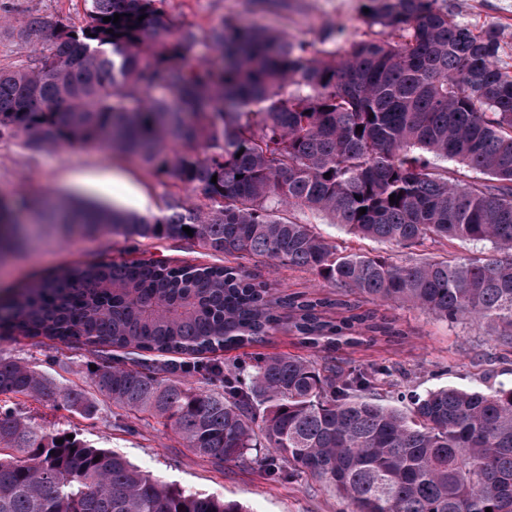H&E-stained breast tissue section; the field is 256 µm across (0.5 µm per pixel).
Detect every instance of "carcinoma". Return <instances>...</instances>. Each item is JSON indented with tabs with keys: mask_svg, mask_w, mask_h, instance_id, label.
Listing matches in <instances>:
<instances>
[{
	"mask_svg": "<svg viewBox=\"0 0 512 512\" xmlns=\"http://www.w3.org/2000/svg\"><path fill=\"white\" fill-rule=\"evenodd\" d=\"M84 2L79 26L51 30L38 16L20 25L24 40L43 35L46 45L28 66L0 69V135L36 150L136 154L205 203L172 194L149 219L51 195L0 198V262L25 245L17 213L37 209L67 235L187 241L308 270L333 292L272 293L241 263L87 262L13 290L0 301V332L167 357L154 369L103 358L91 384L217 463L263 448L328 483L350 512H512L511 388H438L402 410L378 396L387 370L332 357L402 335L378 310L389 304L484 327L512 352V73L500 65L499 30L456 21L448 0H362L380 37L351 40L330 25L323 42L335 49L318 50L223 18L207 32L221 57L214 67L190 56L195 34L165 0ZM116 13L119 23L103 21ZM154 88L173 98L147 95ZM450 162L481 178H454ZM294 207L422 257L340 250L292 220ZM455 241L487 242L491 253H425ZM285 310L288 331L325 352L322 362L271 354L247 373L215 359L221 390L185 382L190 361L264 341ZM53 395L43 375L0 356V512H241L8 407ZM61 400L80 415L96 410L78 387Z\"/></svg>",
	"mask_w": 512,
	"mask_h": 512,
	"instance_id": "carcinoma-1",
	"label": "carcinoma"
}]
</instances>
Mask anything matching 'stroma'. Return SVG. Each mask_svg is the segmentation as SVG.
I'll return each instance as SVG.
<instances>
[{"mask_svg":"<svg viewBox=\"0 0 512 512\" xmlns=\"http://www.w3.org/2000/svg\"><path fill=\"white\" fill-rule=\"evenodd\" d=\"M453 17L473 28L496 27L501 33V63L512 70V0H448ZM165 10L196 35L192 54L210 62L218 57L206 33L219 19L320 44L326 24L343 25L356 40L374 36L361 12V0H166ZM84 0H0V68L27 65L42 50L39 41H23L18 28L26 16L38 15L50 23L81 25ZM46 193L61 198L78 197L108 204L150 218L159 215L165 200L179 192L188 203H200L198 192L175 189L171 178L154 176L136 158L95 147L35 151L22 137L0 136V195L17 192ZM291 217L315 225L317 232L349 251L382 254L401 261L408 249L364 240L332 224L325 215L305 208ZM20 221L32 233L25 255L0 267V291L33 278L92 260L161 259L173 264L221 265L212 256L187 243L168 239L127 242L103 233L74 236L61 241L53 225L35 212H21ZM255 281L274 290L311 293L320 283L309 272L272 266L259 258L247 261ZM387 314L402 329L401 337L343 347L337 361L351 365L381 366L389 376L380 393L396 404L398 391L418 393L443 386L481 389L512 386V354L498 347L482 329L467 324H448L421 310L393 306ZM292 353L312 356L298 337L281 330L263 343L220 352L224 363L249 362L261 354ZM0 354L15 358L53 381L57 390L88 386L93 359L90 347L74 342L50 344L44 338H0ZM18 412L45 431H66L89 444L113 450L140 470L188 492L213 495L243 504L248 512H344L345 502L323 481L291 468L277 469L263 458L247 463L215 464L186 447L173 431L152 418H140L99 400L94 414L82 416L65 409L55 397L27 399Z\"/></svg>","mask_w":512,"mask_h":512,"instance_id":"obj_1","label":"stroma"}]
</instances>
